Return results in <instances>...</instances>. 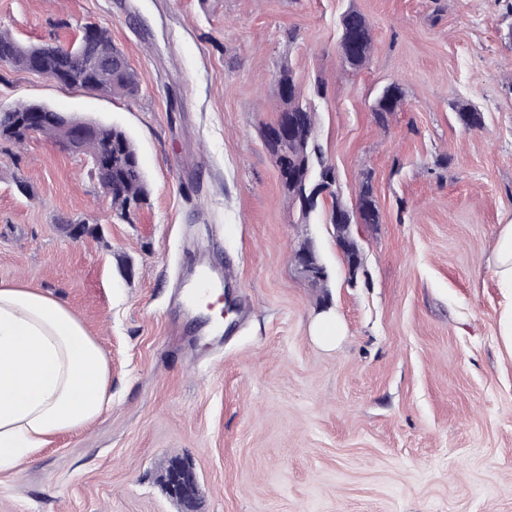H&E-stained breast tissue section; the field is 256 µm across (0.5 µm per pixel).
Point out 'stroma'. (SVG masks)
<instances>
[{
    "label": "stroma",
    "instance_id": "1",
    "mask_svg": "<svg viewBox=\"0 0 512 512\" xmlns=\"http://www.w3.org/2000/svg\"><path fill=\"white\" fill-rule=\"evenodd\" d=\"M507 0H0V29L69 45L109 26L136 99L0 66V107L42 103L127 131L151 195L129 220L84 156L42 136L0 146V282L64 300L109 365L112 399L0 473V512H512V357L493 252L512 224ZM358 11L372 50L338 54ZM292 70L337 198L370 180L376 224L351 277L328 221L284 193L263 130ZM327 86L317 98L316 81ZM405 92L378 121L382 88ZM482 112L469 129L457 109ZM83 222L70 236L65 221ZM310 243L326 287L300 273ZM219 268L218 332L181 290ZM332 318L340 340L322 344ZM189 467L199 492L164 479ZM346 16H353L356 18V24L359 26L361 33V43L358 55L355 57H345L344 63L346 65H344L353 69H360L367 63L371 52V37L367 25L368 23L365 18L356 11H350L346 14Z\"/></svg>",
    "mask_w": 512,
    "mask_h": 512
}]
</instances>
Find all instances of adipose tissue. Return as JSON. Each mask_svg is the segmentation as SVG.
<instances>
[{
    "label": "adipose tissue",
    "mask_w": 512,
    "mask_h": 512,
    "mask_svg": "<svg viewBox=\"0 0 512 512\" xmlns=\"http://www.w3.org/2000/svg\"><path fill=\"white\" fill-rule=\"evenodd\" d=\"M495 272L504 297L498 337L512 356V224L498 234ZM108 398L105 355L71 309L39 290L0 284V472L86 426Z\"/></svg>",
    "instance_id": "ef3b65f1"
}]
</instances>
